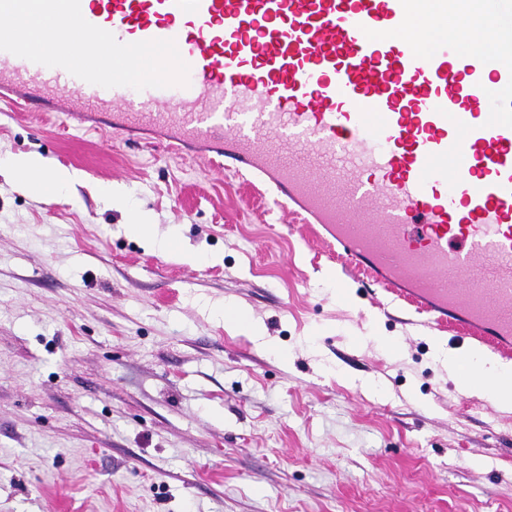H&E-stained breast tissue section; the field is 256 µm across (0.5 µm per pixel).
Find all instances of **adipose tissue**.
<instances>
[{
  "label": "adipose tissue",
  "instance_id": "ef3b65f1",
  "mask_svg": "<svg viewBox=\"0 0 512 512\" xmlns=\"http://www.w3.org/2000/svg\"><path fill=\"white\" fill-rule=\"evenodd\" d=\"M0 167L11 171L32 190L41 194H59L70 181L68 174L47 171L42 159L35 155L2 158ZM436 355L449 375L458 378L462 391L492 397L501 409L512 408V366L489 358L479 350H470V357L476 360L481 368L480 380L471 381L461 377L462 358L455 351L448 349L445 342H437Z\"/></svg>",
  "mask_w": 512,
  "mask_h": 512
}]
</instances>
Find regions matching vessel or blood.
Listing matches in <instances>:
<instances>
[{
	"label": "vessel or blood",
	"mask_w": 512,
	"mask_h": 512,
	"mask_svg": "<svg viewBox=\"0 0 512 512\" xmlns=\"http://www.w3.org/2000/svg\"><path fill=\"white\" fill-rule=\"evenodd\" d=\"M80 0L122 43L175 40L188 86L104 88L0 51V101L260 177L350 275L512 358V0ZM471 38H483L486 34V20L482 10L476 6L473 14L467 19L448 17V37L458 36L461 32Z\"/></svg>",
	"instance_id": "b4317fda"
}]
</instances>
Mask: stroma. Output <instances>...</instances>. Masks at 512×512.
<instances>
[{
  "label": "stroma",
  "instance_id": "obj_1",
  "mask_svg": "<svg viewBox=\"0 0 512 512\" xmlns=\"http://www.w3.org/2000/svg\"><path fill=\"white\" fill-rule=\"evenodd\" d=\"M28 154L73 180L0 174V512H512V411L437 363L451 333L337 289L241 180L0 111V156ZM224 319L225 321L231 322L246 330L250 336H253L256 340H259L263 346L269 349L271 352L278 353L277 348L265 339L261 326L253 321L246 313L238 308L225 307L224 308Z\"/></svg>",
  "mask_w": 512,
  "mask_h": 512
}]
</instances>
